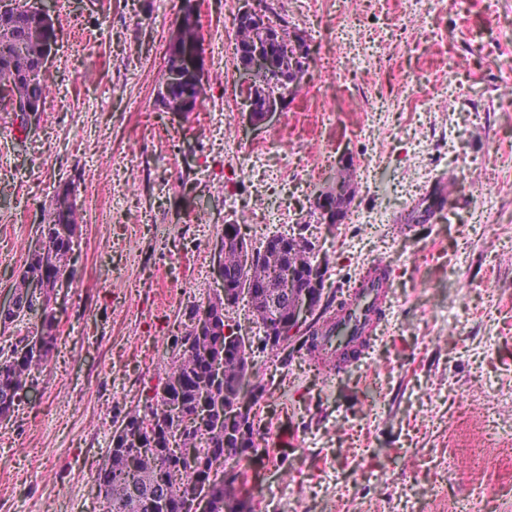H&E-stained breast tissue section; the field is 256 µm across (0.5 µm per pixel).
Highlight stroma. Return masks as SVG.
Listing matches in <instances>:
<instances>
[{"instance_id":"1","label":"stroma","mask_w":512,"mask_h":512,"mask_svg":"<svg viewBox=\"0 0 512 512\" xmlns=\"http://www.w3.org/2000/svg\"><path fill=\"white\" fill-rule=\"evenodd\" d=\"M53 92L20 133L0 112V297L8 298L59 192L72 187L76 275L51 305L58 342L0 417V512H101L96 478L126 412L164 376L188 313L219 288L224 227L260 246L305 229L335 299L385 262L394 296L368 358L326 374L291 338L250 379L270 446L246 469L243 512H401L405 500L467 498L448 472L463 422L512 425V0H270L314 50L308 94L259 126L224 51L239 0H205L206 97L158 102L177 30L169 0H51ZM336 114L335 145L316 132ZM258 144L260 159L227 151ZM356 170L339 224H316L310 180L327 148ZM441 216L408 223L439 181ZM378 478H369L370 470Z\"/></svg>"}]
</instances>
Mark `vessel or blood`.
Listing matches in <instances>:
<instances>
[{"mask_svg": "<svg viewBox=\"0 0 512 512\" xmlns=\"http://www.w3.org/2000/svg\"><path fill=\"white\" fill-rule=\"evenodd\" d=\"M392 298L387 265L372 263L354 287L322 314L314 336L316 352L339 365L360 359L368 352Z\"/></svg>", "mask_w": 512, "mask_h": 512, "instance_id": "obj_1", "label": "vessel or blood"}]
</instances>
